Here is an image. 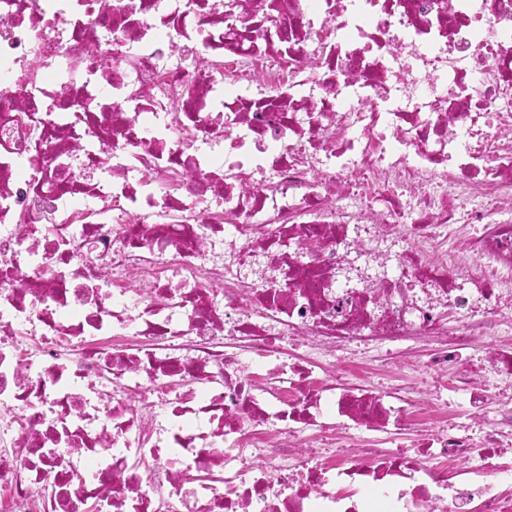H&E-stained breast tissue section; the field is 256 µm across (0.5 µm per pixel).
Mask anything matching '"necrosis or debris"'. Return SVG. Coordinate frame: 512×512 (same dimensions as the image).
<instances>
[{
  "instance_id": "obj_1",
  "label": "necrosis or debris",
  "mask_w": 512,
  "mask_h": 512,
  "mask_svg": "<svg viewBox=\"0 0 512 512\" xmlns=\"http://www.w3.org/2000/svg\"><path fill=\"white\" fill-rule=\"evenodd\" d=\"M0 71L1 489L512 512L483 480L501 431L440 429L428 469L348 453L420 402L314 374L512 309V0H0Z\"/></svg>"
}]
</instances>
